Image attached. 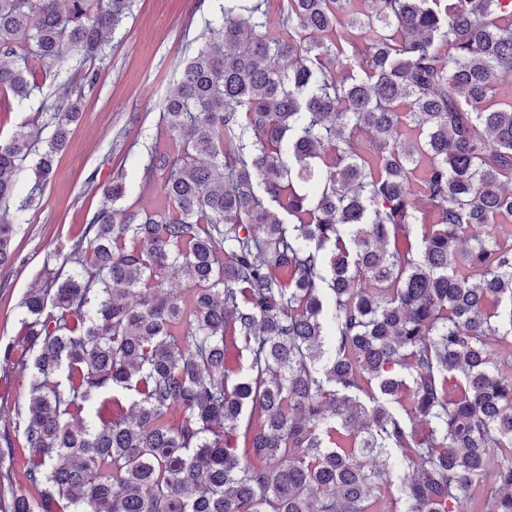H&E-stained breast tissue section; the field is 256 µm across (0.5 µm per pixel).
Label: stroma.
Segmentation results:
<instances>
[{
    "instance_id": "stroma-1",
    "label": "stroma",
    "mask_w": 512,
    "mask_h": 512,
    "mask_svg": "<svg viewBox=\"0 0 512 512\" xmlns=\"http://www.w3.org/2000/svg\"><path fill=\"white\" fill-rule=\"evenodd\" d=\"M209 18L205 0H137L132 16L107 33L103 57L80 65L70 56L56 63L28 99L0 94L1 141L22 126L50 135L60 84L81 92L84 103L53 178L35 195L16 235L14 263L0 267V345L15 339L24 315L23 296L43 284L47 271L58 270L57 253L69 252L80 241L113 176L125 177V204L148 207L158 196V183H143L140 169L161 124L168 92L196 50L195 38L205 31ZM88 72L95 74V85H86L83 76ZM28 386L27 371L0 366V430L11 428L14 442L0 468L18 493L26 489L27 453L13 425Z\"/></svg>"
}]
</instances>
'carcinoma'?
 Returning a JSON list of instances; mask_svg holds the SVG:
<instances>
[{
	"instance_id": "obj_1",
	"label": "carcinoma",
	"mask_w": 512,
	"mask_h": 512,
	"mask_svg": "<svg viewBox=\"0 0 512 512\" xmlns=\"http://www.w3.org/2000/svg\"><path fill=\"white\" fill-rule=\"evenodd\" d=\"M216 2L143 168L167 207L112 177L0 347L30 374L0 512H512V0ZM132 6L0 0V92ZM57 95L38 187L83 112Z\"/></svg>"
}]
</instances>
